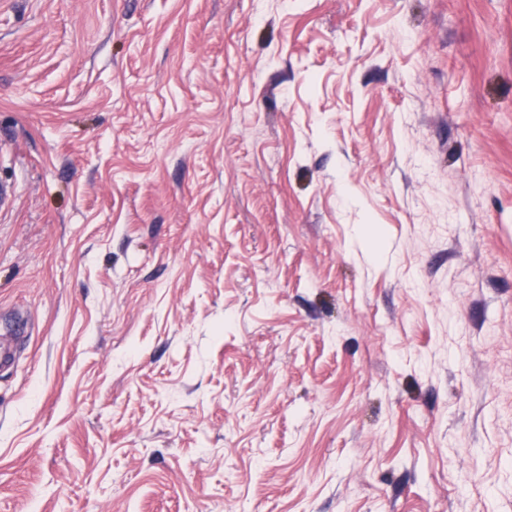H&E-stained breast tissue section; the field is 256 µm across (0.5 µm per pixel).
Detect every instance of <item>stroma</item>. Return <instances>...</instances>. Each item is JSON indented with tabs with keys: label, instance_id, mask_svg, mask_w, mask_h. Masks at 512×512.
Masks as SVG:
<instances>
[{
	"label": "stroma",
	"instance_id": "stroma-1",
	"mask_svg": "<svg viewBox=\"0 0 512 512\" xmlns=\"http://www.w3.org/2000/svg\"><path fill=\"white\" fill-rule=\"evenodd\" d=\"M2 188L0 512H512V0H0Z\"/></svg>",
	"mask_w": 512,
	"mask_h": 512
}]
</instances>
